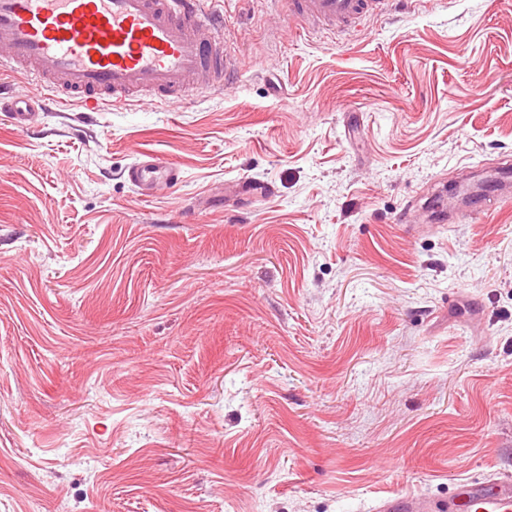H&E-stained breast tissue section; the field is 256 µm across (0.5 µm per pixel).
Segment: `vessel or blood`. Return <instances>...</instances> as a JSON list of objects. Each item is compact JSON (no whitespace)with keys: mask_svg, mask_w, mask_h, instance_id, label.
<instances>
[{"mask_svg":"<svg viewBox=\"0 0 512 512\" xmlns=\"http://www.w3.org/2000/svg\"><path fill=\"white\" fill-rule=\"evenodd\" d=\"M305 29L347 35L388 12L393 0H291ZM201 0H0V69L22 70L63 102L93 109L108 100L179 98L240 78L222 24ZM44 107L40 95L0 86V112L16 126ZM141 195L176 187L181 170L152 154L128 169ZM377 512H512V477L458 482L448 499L407 494L381 499Z\"/></svg>","mask_w":512,"mask_h":512,"instance_id":"1","label":"vessel or blood"}]
</instances>
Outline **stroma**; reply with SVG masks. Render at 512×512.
Masks as SVG:
<instances>
[{
    "label": "stroma",
    "mask_w": 512,
    "mask_h": 512,
    "mask_svg": "<svg viewBox=\"0 0 512 512\" xmlns=\"http://www.w3.org/2000/svg\"><path fill=\"white\" fill-rule=\"evenodd\" d=\"M238 83L0 112V512H375L512 474V0L346 38L204 0ZM181 183L140 196V154Z\"/></svg>",
    "instance_id": "35a3bbf8"
}]
</instances>
